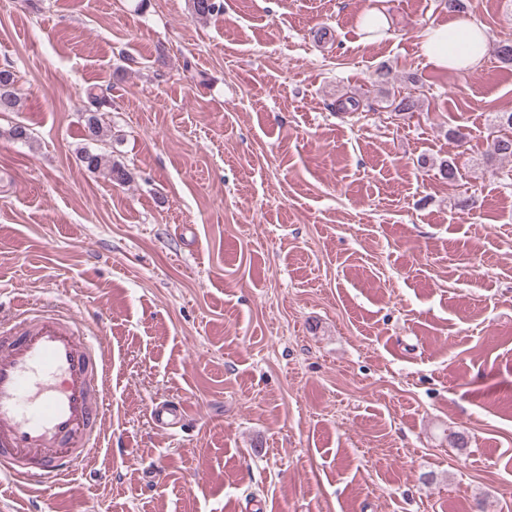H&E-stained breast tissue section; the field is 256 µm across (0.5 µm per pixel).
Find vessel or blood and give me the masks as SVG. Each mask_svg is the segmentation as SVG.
<instances>
[{"instance_id":"b4317fda","label":"vessel or blood","mask_w":512,"mask_h":512,"mask_svg":"<svg viewBox=\"0 0 512 512\" xmlns=\"http://www.w3.org/2000/svg\"><path fill=\"white\" fill-rule=\"evenodd\" d=\"M108 351L71 311L25 303L0 324V475L17 483L65 479L90 461L104 433ZM153 419L181 427L183 407Z\"/></svg>"}]
</instances>
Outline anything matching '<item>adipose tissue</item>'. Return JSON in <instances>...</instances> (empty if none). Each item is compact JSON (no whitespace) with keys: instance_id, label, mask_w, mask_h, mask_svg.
<instances>
[{"instance_id":"adipose-tissue-1","label":"adipose tissue","mask_w":512,"mask_h":512,"mask_svg":"<svg viewBox=\"0 0 512 512\" xmlns=\"http://www.w3.org/2000/svg\"><path fill=\"white\" fill-rule=\"evenodd\" d=\"M421 50L435 67L465 71L483 62L487 34L476 20L459 18L428 27Z\"/></svg>"}]
</instances>
